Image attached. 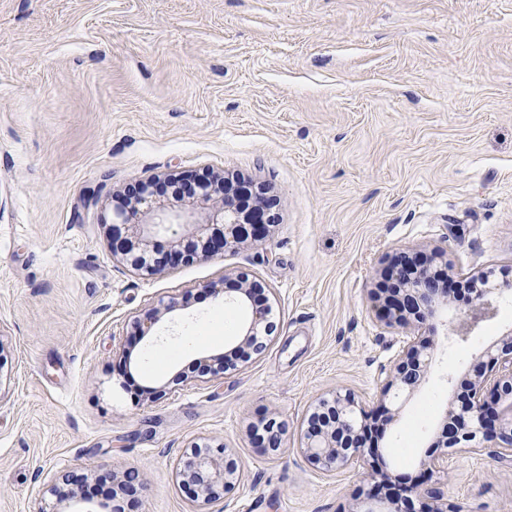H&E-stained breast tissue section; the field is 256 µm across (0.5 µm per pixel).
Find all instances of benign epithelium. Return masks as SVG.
Returning <instances> with one entry per match:
<instances>
[{"mask_svg":"<svg viewBox=\"0 0 512 512\" xmlns=\"http://www.w3.org/2000/svg\"><path fill=\"white\" fill-rule=\"evenodd\" d=\"M162 178L155 176L141 180L128 188L124 201L112 210V224L108 234V247L112 255L122 258L134 270L146 275H158L167 267L179 263L189 264L224 254L229 249L247 241H260L269 227L278 221L274 212L276 203L263 186L231 184L219 177L204 180L187 178L183 193L188 204L179 210L161 211L150 222H133V219L152 209L153 197ZM221 195L224 202L218 209L206 213L205 220L197 217V210ZM168 224L186 227L172 248L164 252L154 251L155 237ZM431 262L422 253L399 252L389 263L392 287L384 290L380 310L385 320L406 323L415 319L421 323L440 320L451 311L455 288L451 275L434 274L425 267ZM481 287L474 289L470 309L457 321L450 323L449 336L460 334L487 318L495 310L498 301L512 298V279L504 276L490 285V275L474 277ZM263 291V285L249 274L236 276V288L243 301L252 302V317L243 326L242 341L236 347V355L243 362L261 354L267 340L255 341L258 328L266 313L272 308L268 295L259 301L254 296ZM436 345L430 336H413L407 342L403 356L389 370V380L384 385L380 404L368 411L351 392H336L318 399L309 414L301 437V452L325 472H334L364 462L368 453L367 443L372 429L367 423L376 420L382 424L391 420L387 402H395L404 395L412 394L427 377L429 356ZM223 357L209 356L197 362V377L224 376ZM512 396V330L485 347L472 365L471 377L463 394L450 397L444 409L443 437L450 448L462 439L481 437L484 449L494 457L512 456V402L503 405V399ZM262 434L256 438V447L273 455L283 447L287 427L269 418L261 422ZM443 456L430 454L420 460L421 472L399 492L393 494L385 484L371 486L367 500L372 507L365 512H404L402 498L424 497L434 506L423 507L422 512H455L443 501L444 493L437 487H426L429 470L440 465ZM241 466L226 457L225 449L208 442H193L182 449L176 470L178 485L189 486L194 512H205L204 507L224 498L234 486ZM84 475L66 471L57 476L50 487L56 494L60 484L75 486L71 498L78 495L80 480Z\"/></svg>","mask_w":512,"mask_h":512,"instance_id":"7a95c632","label":"benign epithelium"}]
</instances>
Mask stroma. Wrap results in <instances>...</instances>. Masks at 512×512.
Wrapping results in <instances>:
<instances>
[{
    "instance_id": "obj_1",
    "label": "stroma",
    "mask_w": 512,
    "mask_h": 512,
    "mask_svg": "<svg viewBox=\"0 0 512 512\" xmlns=\"http://www.w3.org/2000/svg\"><path fill=\"white\" fill-rule=\"evenodd\" d=\"M153 175L270 187L278 222L139 275L107 226ZM402 250L440 252L459 284L512 269V0H0V512H72L49 487L79 465L110 512L101 464L138 472L131 512H191L175 470L199 438L245 465L212 512H359L374 469L415 478L512 302L442 341L364 465L326 474L297 449L318 397L379 401L415 332L375 298ZM240 272L274 290V340L227 378L192 380L241 339L214 315L240 325L248 309L212 291ZM172 298L135 337L134 318ZM179 372L184 387L149 399ZM261 415L288 422L273 458L248 430ZM431 484L459 512H512V460L473 443Z\"/></svg>"
}]
</instances>
